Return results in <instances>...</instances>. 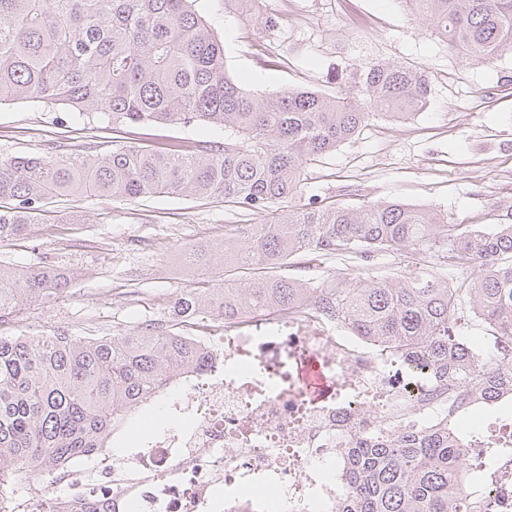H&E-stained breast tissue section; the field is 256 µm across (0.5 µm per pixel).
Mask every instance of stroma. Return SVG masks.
Instances as JSON below:
<instances>
[{"label":"stroma","mask_w":512,"mask_h":512,"mask_svg":"<svg viewBox=\"0 0 512 512\" xmlns=\"http://www.w3.org/2000/svg\"><path fill=\"white\" fill-rule=\"evenodd\" d=\"M194 8L224 43L225 69L247 92L288 87L326 94L347 89L350 73L377 60L414 62L432 77L429 104L400 123L368 120L359 135L311 164L290 207L310 202L345 206L400 201L442 213L449 223L490 232L512 217V54L480 64L427 31L400 0H258L256 12L279 24L263 32L235 0H195ZM68 134L73 144L111 139L112 123L31 103L0 105V157L34 152ZM127 141L223 139L210 126H129ZM80 224H34L25 239L0 243V263L42 262L72 269L66 297L30 307L0 323V335L116 336L158 315L174 291L193 283L180 260L183 246L206 245L228 224H262L266 214L212 201L152 197L110 203L77 199ZM407 255L381 253L369 262L331 256L293 258L283 275L313 284L349 279L367 268L403 274ZM177 385L135 407L105 443L125 453L134 428L165 411Z\"/></svg>","instance_id":"stroma-1"}]
</instances>
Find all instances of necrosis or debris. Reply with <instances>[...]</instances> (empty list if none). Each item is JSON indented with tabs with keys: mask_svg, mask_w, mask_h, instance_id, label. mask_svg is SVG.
<instances>
[{
	"mask_svg": "<svg viewBox=\"0 0 512 512\" xmlns=\"http://www.w3.org/2000/svg\"><path fill=\"white\" fill-rule=\"evenodd\" d=\"M191 342L205 362L186 371L168 404L175 423L123 458L91 459L84 492L32 488L24 512H86L93 498L114 512H335L344 489L322 461L342 465L373 432L437 429L452 399L478 400L311 306L254 314ZM309 360L322 394L301 377ZM476 455L495 469L467 512H512V419L461 453L466 463Z\"/></svg>",
	"mask_w": 512,
	"mask_h": 512,
	"instance_id": "1",
	"label": "necrosis or debris"
}]
</instances>
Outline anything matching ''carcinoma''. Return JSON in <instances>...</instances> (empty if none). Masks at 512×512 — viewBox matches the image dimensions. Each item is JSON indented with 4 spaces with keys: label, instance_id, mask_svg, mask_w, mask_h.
I'll return each instance as SVG.
<instances>
[{
    "label": "carcinoma",
    "instance_id": "cac0c4a2",
    "mask_svg": "<svg viewBox=\"0 0 512 512\" xmlns=\"http://www.w3.org/2000/svg\"><path fill=\"white\" fill-rule=\"evenodd\" d=\"M195 0H0V104L60 105L114 126L199 124L222 141L113 138L72 149L53 141L0 159V242L59 220L69 197L132 202L148 196L222 200L272 211L266 224L224 228L207 249H181L195 276L159 319L120 336L0 335V493L17 473L55 470L104 447L132 408L202 362L179 334L204 320L316 306L446 381L475 387L485 404L512 395V224L493 232L396 201L288 209L306 165L354 138L375 110L407 120L423 110L432 78L406 61L369 62L333 95L287 88L246 92L224 67V43ZM450 48L491 64L512 50V0H401ZM425 253L477 276L448 283L426 266L398 278L359 274L303 283L279 271L298 256L369 258ZM73 273L53 264H0V323L49 297ZM471 310L497 336L480 360L455 335ZM467 447L452 425L371 438L348 452L336 512H466Z\"/></svg>",
    "mask_w": 512,
    "mask_h": 512
}]
</instances>
